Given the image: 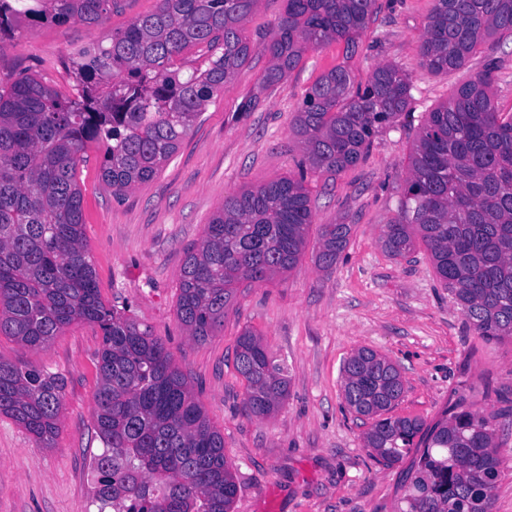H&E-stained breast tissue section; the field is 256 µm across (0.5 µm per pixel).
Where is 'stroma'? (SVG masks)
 I'll use <instances>...</instances> for the list:
<instances>
[{
  "instance_id": "stroma-1",
  "label": "stroma",
  "mask_w": 512,
  "mask_h": 512,
  "mask_svg": "<svg viewBox=\"0 0 512 512\" xmlns=\"http://www.w3.org/2000/svg\"><path fill=\"white\" fill-rule=\"evenodd\" d=\"M434 0H377V13L353 57L342 44L307 50L298 67L272 89L259 88L268 58L254 53L209 103L176 153L153 179L115 196L101 172V150L90 144L80 167L85 232L107 305L151 327L192 385L211 424L224 436V456L238 494L232 512H395L405 464L384 466L363 446L367 429L346 405L344 361L360 347L399 367L404 394L394 415L431 423L464 402L497 414L501 477L492 512H512V340L484 342L466 329L441 287L424 247L392 257L381 246L396 215L408 156L428 112L452 99L499 60L503 80L491 88L512 112V45L480 46L465 65L434 73L418 64L420 39ZM158 0H123L102 24L63 27L20 21L0 41V79L33 75L71 93L74 50L126 28ZM411 77L409 112L374 140L365 160L337 174L302 173L294 120L305 90L344 64L366 82L378 64ZM259 96L256 108L240 105ZM304 177L313 222L291 271L237 286L224 324L198 342L176 314L180 269L198 246L225 198L285 177ZM348 224L347 248L332 270L315 262L326 224ZM261 335L288 372V397L270 417L243 410L246 382L235 363L244 329ZM98 327L77 322L52 343L25 350L0 336V358L64 376V409L53 447L42 448L12 419L0 416V512H98L92 462L103 445L93 409Z\"/></svg>"
}]
</instances>
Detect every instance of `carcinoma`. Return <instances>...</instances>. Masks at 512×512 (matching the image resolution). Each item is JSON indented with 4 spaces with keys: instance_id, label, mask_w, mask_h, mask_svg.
<instances>
[{
    "instance_id": "carcinoma-1",
    "label": "carcinoma",
    "mask_w": 512,
    "mask_h": 512,
    "mask_svg": "<svg viewBox=\"0 0 512 512\" xmlns=\"http://www.w3.org/2000/svg\"><path fill=\"white\" fill-rule=\"evenodd\" d=\"M258 0H159L127 28L74 51L75 93L30 75L0 86V336L44 348L74 321L99 327L93 458L98 512H230L238 485L224 436L195 400L185 375L147 326L106 306L89 256L79 166L87 144L102 143L103 175L122 194L156 176L206 105L249 60L242 25ZM262 44L264 88L280 83L308 49L344 43L353 55L377 0H285ZM121 0H0V37L18 19L98 25ZM512 41V0H434L419 65L461 68L476 47ZM203 61L187 74L180 56ZM497 62L429 113L416 135L397 214L384 249L404 256L425 246L466 329L486 342L512 340V113L490 94ZM409 74L378 65L364 84L338 65L308 88L296 117L309 170L357 166L380 129L411 101ZM313 214L303 179L282 178L227 198L188 252L179 275L177 317L205 341L224 325L235 286L293 269ZM351 226L322 227L315 256L328 270ZM236 367L245 411L273 414L288 394L285 367L263 338L245 329ZM348 407L370 420L364 447L385 466L409 459L396 512H491L500 477L495 415L458 403L427 424L393 417L400 370L370 348L343 364ZM65 382L58 373L0 358V415L43 448L59 431Z\"/></svg>"
}]
</instances>
